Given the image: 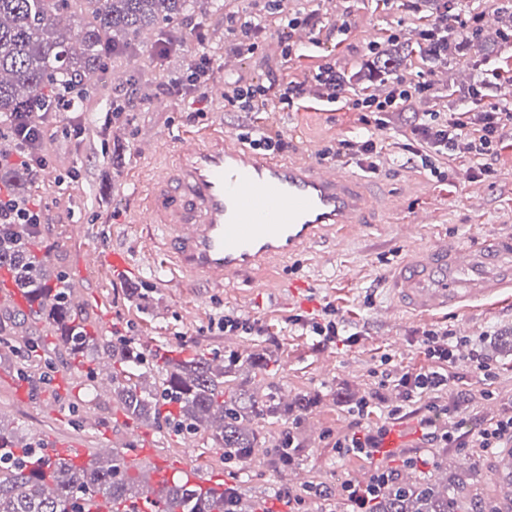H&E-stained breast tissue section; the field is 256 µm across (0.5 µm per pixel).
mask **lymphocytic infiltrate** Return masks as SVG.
<instances>
[{
    "label": "lymphocytic infiltrate",
    "instance_id": "obj_1",
    "mask_svg": "<svg viewBox=\"0 0 512 512\" xmlns=\"http://www.w3.org/2000/svg\"><path fill=\"white\" fill-rule=\"evenodd\" d=\"M315 13L292 10L289 0H252L251 7L229 12L225 16V32L229 36L230 48L243 57H250L259 47L260 36L277 39L280 57L288 61L295 56L297 45L293 39L299 27H318ZM315 85L324 101L336 100V74L331 64L319 65L307 80H289L275 83L262 79L233 77L224 81V103L241 112H272L293 105L303 97L308 85ZM433 88L429 80L410 82L402 77L393 78L385 84L381 94H370L356 99L354 109L376 113L377 126L389 125L399 115L400 109L413 98L430 94ZM86 91L73 88L46 95L38 111L25 112L20 122L13 124V135L28 143V150L18 157L20 164L32 172L44 169L46 157L43 147L47 130L41 119L47 112H70L84 104ZM512 124V110L497 106L485 110H466L462 116L445 118L440 112L423 113L410 133L419 144L418 156L423 168L437 172L440 160L463 153L478 159L477 173L491 175L492 169L486 164L487 156L493 154L506 125ZM303 329L317 336L320 345L333 347L339 344H353L356 334L347 332L337 310L325 305L319 319L303 322ZM420 346L429 359L427 369L402 374H385V381L400 387L406 402L421 404L424 413L419 421L422 436L429 445L438 448H465L489 454L512 443V404L504 413L489 419H479L472 399L453 392L450 387V371L458 360L460 347H467L469 366L484 379L497 377L496 367L482 348L469 343L466 337L456 335L448 328L424 330ZM395 470L379 468L372 483L359 486L348 482L339 490L323 483L310 484L305 493H297L290 487H283L277 500L287 512H299L306 498L332 505L335 498H343L349 512H373V503L381 490L393 483Z\"/></svg>",
    "mask_w": 512,
    "mask_h": 512
}]
</instances>
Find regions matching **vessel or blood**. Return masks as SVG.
Wrapping results in <instances>:
<instances>
[{
    "label": "vessel or blood",
    "instance_id": "obj_1",
    "mask_svg": "<svg viewBox=\"0 0 512 512\" xmlns=\"http://www.w3.org/2000/svg\"><path fill=\"white\" fill-rule=\"evenodd\" d=\"M376 202L365 177L307 156L286 160L243 145L215 129L181 134L168 163L150 183L139 220L156 225L161 268L180 288H220L272 264L304 253L314 243L340 239L368 222ZM87 260L132 271L119 247L96 248ZM389 295L409 312L451 310L489 300L512 288V236L486 235L470 245L441 244L404 258L387 277ZM29 308L11 277L0 273V307ZM125 456L145 464L154 483L182 481L203 488L215 477L186 458L160 455L152 439L136 432ZM46 456L71 449L76 462L84 442L65 433L41 436ZM501 512H512V447L494 460Z\"/></svg>",
    "mask_w": 512,
    "mask_h": 512
}]
</instances>
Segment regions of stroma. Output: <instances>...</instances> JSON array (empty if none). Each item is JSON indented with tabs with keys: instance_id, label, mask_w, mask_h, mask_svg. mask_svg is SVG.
I'll use <instances>...</instances> for the list:
<instances>
[{
	"instance_id": "35a3bbf8",
	"label": "stroma",
	"mask_w": 512,
	"mask_h": 512,
	"mask_svg": "<svg viewBox=\"0 0 512 512\" xmlns=\"http://www.w3.org/2000/svg\"><path fill=\"white\" fill-rule=\"evenodd\" d=\"M317 7L323 28L316 42L283 65L276 63L274 44L265 38L254 57H241L234 66H225L228 47L220 9L182 16L175 28L183 41L164 58L154 54L155 32H145L135 55L106 60L104 75L84 111L58 115V125L74 120L84 133L78 139L58 135L48 139L50 166L57 179L38 190L43 208L58 214L55 223L43 228L46 265L86 293L88 327L97 336L111 339L113 324L128 322L133 327L131 340L153 358H185L203 352L224 359L235 354L238 384L291 402L303 396L311 399L307 411L292 410L254 421L259 442L266 448L261 456L230 460L223 449L213 446L209 434L194 436L193 463L222 474L239 496L264 503L268 512H279L276 493L291 484L296 474L333 486L373 474V463L339 454L336 437L358 419L359 397L376 388L374 370L385 364L391 372L401 373L425 365L417 342L425 328L446 326L480 343L497 367L494 390L503 396L512 394V291L489 307L402 315L394 320L383 315L390 305L386 275L409 253L444 241L468 244L491 233H512L511 128L502 130L490 158L493 175L478 181L471 177L476 161L470 155L449 157L447 176L440 179L421 167L419 157L399 147L415 113L437 104L452 112L467 109V89L477 80L486 82L483 105H506L502 89L512 86V43H478L451 63L412 55L403 74L430 79L433 95L411 102L400 120L380 129L373 113L353 108V100L366 91L365 83L354 81L353 76L361 69L370 42L383 43L394 34L399 41L416 44L429 8L414 9L409 0H319ZM346 13L351 16V28L337 33L334 24ZM205 44L213 49L217 85L237 75H262L278 82L301 80L326 60L335 62L337 72L349 82L338 88L336 103L309 96L271 116L236 111L225 106L222 97L212 95L205 116L193 120L188 116L192 93L179 80ZM115 71L123 73L122 83L112 82ZM123 98L129 99L132 112L128 120H113L109 108L113 100ZM267 125L282 132L292 155L318 154L343 140L374 137L380 152L369 187L383 197L404 198L405 212L380 214L364 235L336 245L315 244L284 266L254 273L224 288L191 292L160 282L152 266L156 231L139 223L138 213L149 182L169 157L173 137L184 132L202 136L219 127L237 135L243 129ZM73 171L78 174L74 180L69 177ZM420 211L427 214V223L419 225L413 238H401L399 225ZM76 224L87 226L86 236L73 235ZM98 245L127 250L134 262L142 263L140 275L119 279L110 268L87 267L86 255ZM297 280L311 282V289H292ZM327 301L336 305L350 331L358 333L356 344L322 347L292 323L294 314L318 311ZM227 313L258 320L263 335H250L249 347H239L235 337L224 335L218 327ZM20 317L18 311L0 308V423L25 434L61 429L77 432L89 442L106 437L122 447L126 418L111 395L95 391L92 385L98 359L71 366L51 327L42 323L34 326L31 344L17 342L13 327ZM48 370L54 381L30 386L29 406L18 407L11 395L13 384ZM78 396L83 405H74ZM395 426L402 431L403 447L383 462L396 469L399 479L478 482L485 499L495 500L489 460L475 458L465 467L459 449L436 448L431 464L405 465L408 449L421 445L418 419L409 415ZM288 433L298 451L294 464L283 469L271 450Z\"/></svg>"
}]
</instances>
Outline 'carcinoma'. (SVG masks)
<instances>
[{"mask_svg":"<svg viewBox=\"0 0 512 512\" xmlns=\"http://www.w3.org/2000/svg\"><path fill=\"white\" fill-rule=\"evenodd\" d=\"M198 0H0V122L9 125L18 112H28L53 89L73 81L86 83L101 69L103 48L126 53L146 29L159 28L193 10ZM413 53L395 44L377 59L388 77ZM15 197L28 196L30 172L5 165L0 181ZM35 241L25 224L0 237V266L10 269L17 287L36 303L29 312L36 322L52 326L70 356L89 357L97 349L112 359V398L132 421H164L182 434L210 432L227 458L242 457L255 447L252 423L280 415L274 395L257 397L224 385L234 374L235 360L216 365L204 353L162 365L164 378L150 382L157 364L135 343L105 346L87 328L82 312L71 308L69 289L40 272ZM102 493L115 512H130L139 498L155 512H224V502L195 486L175 483L158 495L146 488L145 475L131 469L121 454L78 466L68 456L43 458L19 433L0 424V512H82L80 500ZM477 498L431 481L391 484L374 505L376 512H474Z\"/></svg>","mask_w":512,"mask_h":512,"instance_id":"1","label":"carcinoma"}]
</instances>
